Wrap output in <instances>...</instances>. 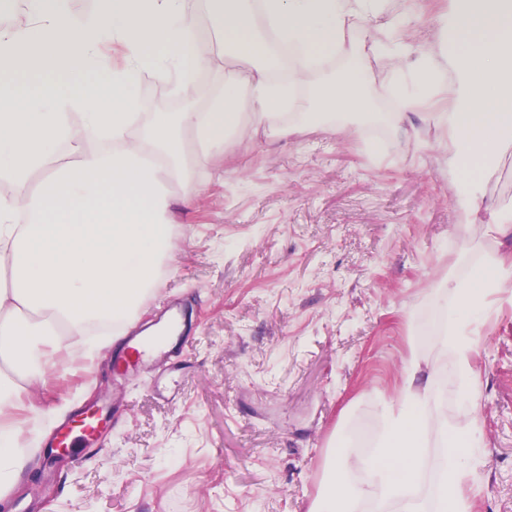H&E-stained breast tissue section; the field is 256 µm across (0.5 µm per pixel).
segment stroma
<instances>
[{"label": "stroma", "instance_id": "1", "mask_svg": "<svg viewBox=\"0 0 512 512\" xmlns=\"http://www.w3.org/2000/svg\"><path fill=\"white\" fill-rule=\"evenodd\" d=\"M448 0H416L417 55L436 45ZM224 56L182 94L143 75L138 138L155 113L205 107ZM383 121L346 130L259 131L195 169L191 210L173 207V259L158 297L182 308V355L138 377L113 360L60 364L23 400L50 410L105 395L120 408L102 445L55 461L41 448L11 512H308L338 425L366 454L377 396L402 382L409 324L437 317L428 295L482 251L457 238L446 130ZM475 362L488 451L471 512H512V287L498 295Z\"/></svg>", "mask_w": 512, "mask_h": 512}]
</instances>
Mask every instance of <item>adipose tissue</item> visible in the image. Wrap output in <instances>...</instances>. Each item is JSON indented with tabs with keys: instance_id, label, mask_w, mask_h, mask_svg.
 <instances>
[{
	"instance_id": "ef3b65f1",
	"label": "adipose tissue",
	"mask_w": 512,
	"mask_h": 512,
	"mask_svg": "<svg viewBox=\"0 0 512 512\" xmlns=\"http://www.w3.org/2000/svg\"><path fill=\"white\" fill-rule=\"evenodd\" d=\"M22 0L27 20L0 24V503L24 482L32 461L21 442L27 420L9 410L40 382L56 359L108 358L104 346L70 347L96 322L134 326L173 254L172 204L191 208L204 185L186 160L249 130H284L336 118L384 120L406 128L414 90L440 91L448 110L425 120L448 132V168L459 182L456 210L491 215L483 237L512 238V199H486L484 189L512 157V0H448L436 17L435 51L416 68L395 69L404 109L378 114L362 94L369 57L400 60L413 52L402 36L373 38L370 52L355 34L392 0ZM206 15L231 65L224 89L205 110L160 112L135 140V89L150 74L181 90L211 63L198 35ZM348 56V66L318 88L311 75ZM29 85H22V78ZM81 111L82 132L67 122ZM290 123H283L284 114ZM97 142L94 150L85 149ZM512 286V248L486 253L466 276L431 290L437 325L427 332L445 362L411 348L403 383L380 397L374 454L351 450L338 432L321 489L309 512H470L484 441L478 424L480 346L473 326L491 298ZM450 377H443V370ZM460 405L448 417V401ZM442 454L425 470L430 444ZM433 477L434 499L423 493Z\"/></svg>"
}]
</instances>
